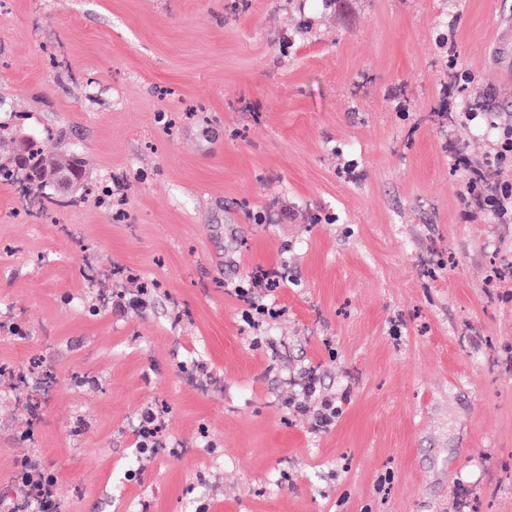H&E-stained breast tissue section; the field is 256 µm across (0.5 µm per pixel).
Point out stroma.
Instances as JSON below:
<instances>
[{
  "instance_id": "35a3bbf8",
  "label": "stroma",
  "mask_w": 512,
  "mask_h": 512,
  "mask_svg": "<svg viewBox=\"0 0 512 512\" xmlns=\"http://www.w3.org/2000/svg\"><path fill=\"white\" fill-rule=\"evenodd\" d=\"M233 1L0 8V116L89 188L0 181V505L29 456L70 512H512V223L460 118L512 120V0ZM150 402L178 451L132 477ZM482 199L485 208H489L495 212L503 223H511L512 220V204L510 209L505 205L506 200L512 201V192L506 186L493 194H481L479 197ZM275 274V271L260 270L250 277V279L247 281L246 288H244V286L240 284L228 285L227 288H235L234 290L236 292V295L241 298L247 297L249 300L248 302L250 309L254 310L257 314L271 315L273 314V311H270L265 304L255 301L254 298L251 297V295L254 294L255 289L261 288L265 281L269 282L270 276H274ZM307 379L302 387V398L298 400L296 408L311 413L316 429H326L336 419V395L318 391L312 373Z\"/></svg>"
}]
</instances>
